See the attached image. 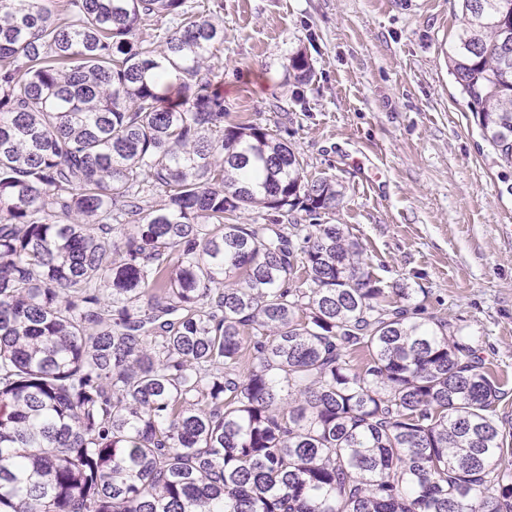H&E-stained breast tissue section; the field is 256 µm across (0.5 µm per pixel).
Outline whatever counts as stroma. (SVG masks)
I'll return each mask as SVG.
<instances>
[{
    "label": "stroma",
    "mask_w": 512,
    "mask_h": 512,
    "mask_svg": "<svg viewBox=\"0 0 512 512\" xmlns=\"http://www.w3.org/2000/svg\"><path fill=\"white\" fill-rule=\"evenodd\" d=\"M224 19L225 124H262L344 193L320 216L373 275L414 288L426 315L474 337L504 382L512 429V168L483 139L448 71L458 0H203ZM306 49L313 77L288 59ZM288 71H292L294 78L301 84H306L312 79L313 67L305 49H298L289 58Z\"/></svg>",
    "instance_id": "stroma-1"
}]
</instances>
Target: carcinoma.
<instances>
[{
	"instance_id": "carcinoma-1",
	"label": "carcinoma",
	"mask_w": 512,
	"mask_h": 512,
	"mask_svg": "<svg viewBox=\"0 0 512 512\" xmlns=\"http://www.w3.org/2000/svg\"><path fill=\"white\" fill-rule=\"evenodd\" d=\"M459 2L511 167L512 0ZM223 41L199 0H0V512H512L501 383L315 222L335 181L224 126Z\"/></svg>"
}]
</instances>
